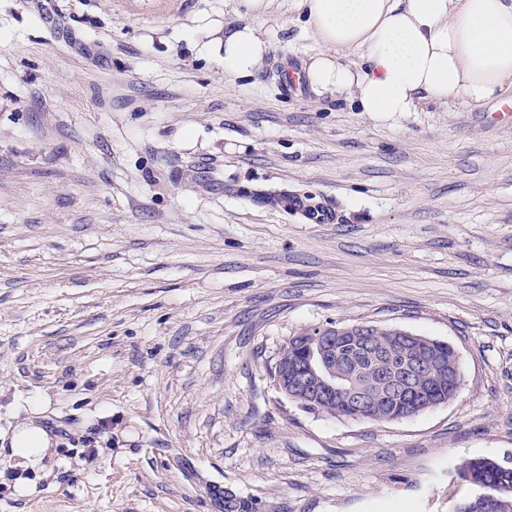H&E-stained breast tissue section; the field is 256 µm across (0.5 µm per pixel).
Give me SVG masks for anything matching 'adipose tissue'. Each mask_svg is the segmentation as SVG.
I'll return each mask as SVG.
<instances>
[{
	"label": "adipose tissue",
	"instance_id": "ef3b65f1",
	"mask_svg": "<svg viewBox=\"0 0 512 512\" xmlns=\"http://www.w3.org/2000/svg\"><path fill=\"white\" fill-rule=\"evenodd\" d=\"M321 45L305 75L362 112H414L425 102L482 103L512 86V0H298ZM270 49L255 27L224 36V72L251 75ZM39 405L4 436L12 458L41 469L56 438Z\"/></svg>",
	"mask_w": 512,
	"mask_h": 512
}]
</instances>
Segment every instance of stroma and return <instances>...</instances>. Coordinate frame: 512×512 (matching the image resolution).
I'll return each instance as SVG.
<instances>
[{
    "mask_svg": "<svg viewBox=\"0 0 512 512\" xmlns=\"http://www.w3.org/2000/svg\"><path fill=\"white\" fill-rule=\"evenodd\" d=\"M244 24L270 50L231 77ZM318 48L294 0H0V433L40 400L59 439L26 498L0 454V512H451L463 460L512 466V89L392 114L285 92ZM331 322L448 342L457 396L304 411L270 371ZM270 49L269 41L255 27L242 25L224 32V73L248 76L260 66ZM279 204L284 208L300 212L312 224H327L337 219L336 211L331 206H311L299 196H283L279 199ZM318 327L304 329L288 338V342L284 345L281 353L288 359H296L300 354L317 353V345L314 336L318 334Z\"/></svg>",
    "mask_w": 512,
    "mask_h": 512,
    "instance_id": "35a3bbf8",
    "label": "stroma"
}]
</instances>
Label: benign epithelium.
Segmentation results:
<instances>
[{
    "label": "benign epithelium",
    "mask_w": 512,
    "mask_h": 512,
    "mask_svg": "<svg viewBox=\"0 0 512 512\" xmlns=\"http://www.w3.org/2000/svg\"><path fill=\"white\" fill-rule=\"evenodd\" d=\"M397 340L402 342L420 341L424 349L408 361L403 368V374L397 380L384 376L378 384L385 393H377L366 387L360 380L361 368L355 359H350L336 366V337H318L321 350L315 356L305 360L285 364L283 359L276 360L273 373L276 387L288 398L300 405H308L321 399H332L340 394L346 397L351 408V416L361 420L372 414L384 412L387 401L407 399L418 403L416 399L417 383L431 379L438 374L443 365H448V375L459 379V352L454 357L443 362L432 357L437 344L435 340H427L411 332L403 331Z\"/></svg>",
    "instance_id": "1"
}]
</instances>
